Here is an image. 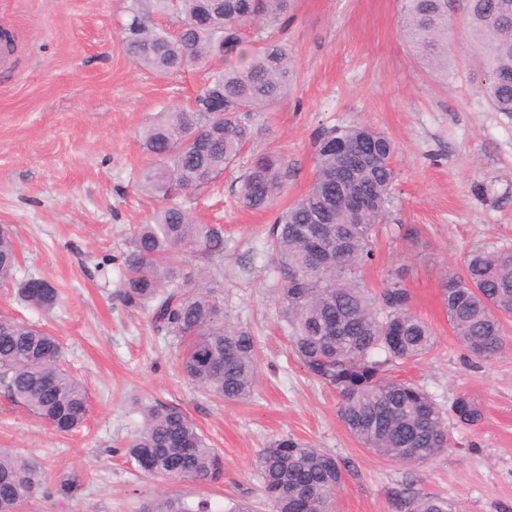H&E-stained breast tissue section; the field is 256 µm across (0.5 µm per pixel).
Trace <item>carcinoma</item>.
<instances>
[{
  "mask_svg": "<svg viewBox=\"0 0 512 512\" xmlns=\"http://www.w3.org/2000/svg\"><path fill=\"white\" fill-rule=\"evenodd\" d=\"M140 2L132 0L122 40L141 66L161 74L211 71L192 109L161 112L143 131L153 162L140 182L162 206L152 222L134 230L124 257L123 299L151 306L156 331L182 346L179 365L192 383L215 398L242 402L256 385L253 336L226 323L223 300L204 269L186 273L182 263L185 253L222 254L223 231L194 220L182 198L211 188L257 138L260 115L288 97L295 63L273 30L292 0H154L176 18L178 36L154 25ZM458 19L490 106L512 114V0H404L402 31L417 56L446 80ZM250 32L261 46L249 54ZM247 55L245 64L232 63ZM213 98L224 100V116L209 112ZM395 153L394 141L369 124L324 130L311 185L275 214L270 246L279 257L280 300L295 354L310 375L336 391L339 417L363 447L419 467L451 447L445 412L424 390L393 375L392 366L427 354L433 333L412 310L402 277L388 279L374 296L361 276L374 258L372 232L385 219L397 180ZM290 172L274 149L254 158L241 179L242 205L273 209ZM16 269L14 240L0 228V283L14 281ZM17 294L47 313L59 302L48 283L32 292L22 281ZM442 296L459 342L478 360L496 359L506 343L500 316L512 312V246L471 252L462 274L445 281ZM0 381L61 434L77 429L89 413L86 389L64 367L60 343L38 325L0 319ZM454 404L467 408L465 423L481 421L471 396L461 394ZM140 414L126 446L136 467L148 458L151 477L199 484L224 479L223 457L185 412L144 405ZM257 468L272 512H299L303 503L329 509L344 465L287 436L260 451ZM45 479L35 460L0 449V512H23ZM392 497L396 512L457 510L411 480ZM152 512L212 510L206 499L164 497Z\"/></svg>",
  "mask_w": 512,
  "mask_h": 512,
  "instance_id": "cac0c4a2",
  "label": "carcinoma"
}]
</instances>
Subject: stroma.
I'll return each mask as SVG.
<instances>
[{"mask_svg":"<svg viewBox=\"0 0 512 512\" xmlns=\"http://www.w3.org/2000/svg\"><path fill=\"white\" fill-rule=\"evenodd\" d=\"M131 0H0V31L15 62L0 69V225L20 255L15 277L49 281L59 304L44 313L0 287V317L46 325L67 369L86 387L91 410L73 433H58L0 384V448L31 457L46 474L31 512H145L167 496L205 498L219 508L245 500L269 512L256 468L259 451L292 436L346 462L334 512H395L390 491L415 478L460 512H512V342L483 362L458 343L442 303L443 283L462 273L469 251L512 245V116L493 111L481 71L465 46L439 81L399 28L402 0H293L282 37L297 61L291 94L263 113L262 133L189 203L203 224L224 227V252L186 257L220 286L224 317L257 342L259 383L246 401L216 400L176 363V340L157 334L152 312L119 297L135 225L151 221L158 198L139 174L150 157L141 133L159 112L188 107L206 71L159 74L126 54L121 29ZM365 122L396 144L398 172L376 259L362 271L372 289L402 276L413 311L434 345L397 364L446 410L453 448L406 468L363 448L338 415L333 389L292 352L279 303L278 259L269 247L273 212L243 208L241 176L269 148L288 159L281 198L302 196L314 172L317 135ZM476 398L480 424L449 410ZM180 408L224 455L214 485L139 475L125 455L139 426L138 403ZM76 479L70 495L59 492Z\"/></svg>","mask_w":512,"mask_h":512,"instance_id":"35a3bbf8","label":"stroma"}]
</instances>
